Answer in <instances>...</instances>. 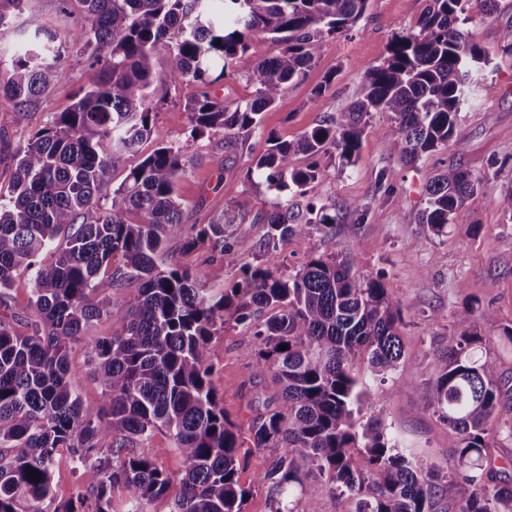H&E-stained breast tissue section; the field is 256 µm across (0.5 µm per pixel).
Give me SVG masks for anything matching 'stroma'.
Segmentation results:
<instances>
[{
  "label": "stroma",
  "instance_id": "stroma-1",
  "mask_svg": "<svg viewBox=\"0 0 512 512\" xmlns=\"http://www.w3.org/2000/svg\"><path fill=\"white\" fill-rule=\"evenodd\" d=\"M74 20L60 0H23L11 28L0 34V79L36 31L53 34L64 50L61 79L25 118L0 109L1 191H8L12 182L17 149L55 113L67 111L97 76L88 51L71 40ZM417 21L406 0H369L364 16L350 31L325 40L318 60L263 112L261 130L245 138L214 131L192 135L184 90L166 88V98L157 108L158 138L144 141L113 176L114 183H121L129 168L151 154L159 141L180 146L184 171L176 194L181 224L157 257L159 268L204 270L208 286L218 288L239 281L245 264L263 263L266 226L261 217L279 197L249 176L252 163L267 152L270 137L295 139L345 111L367 74L387 57L393 37L415 29ZM464 30L485 50L488 62L459 112L457 136L407 165L400 159L390 114L374 113L355 162L345 164L335 154L318 157L317 180L304 196L294 199L299 215L312 204L335 207V229L290 239L278 256L284 272L311 256L352 258L361 274L379 277L398 298L405 356L386 382L375 384L376 398L365 403L361 416L380 417L405 449L428 457L443 472L448 469V426L425 409L428 383L448 334L457 328V312L470 298L496 313L494 323L480 326L481 350L494 362L502 384L512 388V343L503 335L504 328L512 327V216L493 202L512 189V58L504 53V37L512 30V0H498L497 10L488 17L472 11ZM451 165L472 174L477 193L449 224L447 235L429 240L414 218L433 177ZM353 201L359 210H349ZM228 209L237 214L240 229L224 252L214 251L208 243L189 246L199 229ZM123 330L121 322L103 318L70 342V386L85 406L97 408L108 400L94 375L90 346L99 337ZM255 362L256 347L243 326L229 323L217 328L211 340L210 381L225 414L243 431L279 397L271 379L256 378ZM243 448L249 456L240 482L250 490L244 512H270L272 492L258 478L279 451L254 448L248 440ZM98 479L94 463L77 467L67 455L58 456L53 470L55 502L91 489Z\"/></svg>",
  "mask_w": 512,
  "mask_h": 512
}]
</instances>
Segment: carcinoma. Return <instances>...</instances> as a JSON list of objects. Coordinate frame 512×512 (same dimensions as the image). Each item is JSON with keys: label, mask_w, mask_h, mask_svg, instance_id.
<instances>
[{"label": "carcinoma", "mask_w": 512, "mask_h": 512, "mask_svg": "<svg viewBox=\"0 0 512 512\" xmlns=\"http://www.w3.org/2000/svg\"><path fill=\"white\" fill-rule=\"evenodd\" d=\"M21 2L0 0V32ZM73 2L80 16L74 40L92 49L99 75L18 150L13 183L8 195L0 194V512H45L61 448L79 464L96 461L100 477L54 512H142L175 481L180 493L172 512H242L249 490L239 481L240 429L224 414L209 365L217 324L231 322L244 326L258 347L256 374L271 375L281 388L278 404L248 427L254 448L283 449L260 481L280 494L300 491L304 512L321 510L303 461L325 478L334 498L357 499V512H439L438 504L455 499L462 485L470 491L457 512H512V483H497L489 446L506 393L493 361L473 348L479 336L472 327L480 318L494 321L491 308L470 305L458 313V331L448 335L422 407L450 429L451 476H442L401 451L380 420L357 424L370 391L354 362L366 359L383 381L404 357L400 303L379 279L356 274L347 257L311 256L287 274L270 258L245 265L230 288H208L203 270L156 265L180 224L181 149L160 142L111 188L126 156L158 136L159 91L186 90L192 133L249 136L261 128V113L316 60L324 38L353 27L368 0H224L220 16L209 12L207 0ZM407 2L419 12L418 29L393 39L348 111L291 141L268 137L271 146L250 169L268 189L306 193L319 171L315 164L295 168L299 155L334 152L353 163L375 112L392 114L406 164L454 137L461 105L487 63L461 25L472 4L490 16L497 0ZM258 35L283 50L251 58ZM160 43L169 58L158 73L152 55ZM60 57L54 36L35 35L0 82V107L24 118L61 78ZM229 67L240 68L255 88L234 106L210 92ZM108 190L112 200L104 209ZM475 195L476 181L462 167L439 173L417 216L425 237L444 235ZM309 214L297 222L286 201L264 214L267 252L336 223L324 206ZM235 231V215L227 211L198 237L222 250ZM45 251L55 254L50 265L39 260ZM117 257L123 264L114 268ZM21 268L30 273L37 314L27 334L17 331L8 300ZM126 280L139 282L128 306L97 298L100 289ZM263 309L272 315L252 318ZM103 316L126 326L92 345L96 376L109 395L92 409L70 388L68 347ZM158 429L175 441L184 465L178 476L136 451ZM33 470L38 477L29 475Z\"/></svg>", "instance_id": "obj_1"}]
</instances>
